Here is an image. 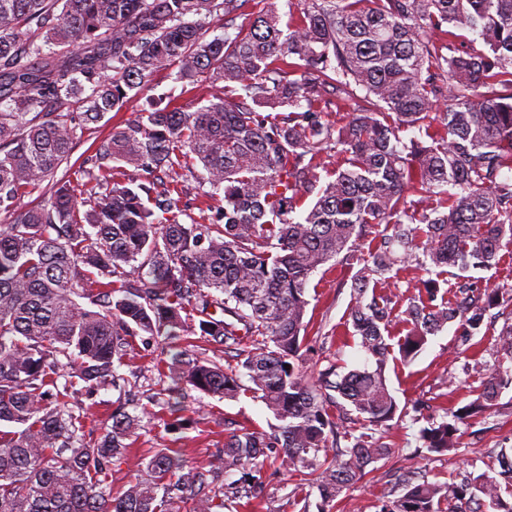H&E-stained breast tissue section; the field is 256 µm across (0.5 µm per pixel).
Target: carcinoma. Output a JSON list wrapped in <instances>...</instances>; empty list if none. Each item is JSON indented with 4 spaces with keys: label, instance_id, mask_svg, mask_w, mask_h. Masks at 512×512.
I'll return each instance as SVG.
<instances>
[{
    "label": "carcinoma",
    "instance_id": "carcinoma-1",
    "mask_svg": "<svg viewBox=\"0 0 512 512\" xmlns=\"http://www.w3.org/2000/svg\"><path fill=\"white\" fill-rule=\"evenodd\" d=\"M0 0V512H221L224 499L262 497L257 469L270 449L315 485L323 509L388 453L363 433L336 454L329 407L345 401L378 427L398 404L385 369L390 299L376 294L398 263L432 275L397 341L403 362L459 323L480 332L499 288L464 283L436 303L443 268H488L512 243V0ZM247 21L235 24L240 16ZM224 18L209 39L205 20ZM468 32L483 47L453 40ZM204 77L213 100L187 112L151 101L101 140L50 201L25 197L70 158L90 124L122 109L155 74ZM445 108L437 121L430 113ZM336 108L342 125L324 119ZM341 157L321 177L312 159ZM200 163L211 222H180L189 202L160 175ZM367 224L392 234L355 283L353 335L363 368L313 381L303 366L310 277L352 257ZM199 334L229 348L236 367L182 362L180 379L227 399L249 392L278 424L231 434L213 476L239 477L209 495L175 448L159 450L112 496V459L140 417L119 408L95 440L64 398L78 382L117 385L128 337ZM481 396L421 431L423 447H456L460 426L512 386V325ZM65 357L67 363L60 362ZM247 378L248 384L242 383ZM495 477L438 483L406 476L380 512H512V453ZM509 498H504V495Z\"/></svg>",
    "mask_w": 512,
    "mask_h": 512
}]
</instances>
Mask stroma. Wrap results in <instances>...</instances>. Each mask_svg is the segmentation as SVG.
Segmentation results:
<instances>
[{"instance_id":"obj_1","label":"stroma","mask_w":512,"mask_h":512,"mask_svg":"<svg viewBox=\"0 0 512 512\" xmlns=\"http://www.w3.org/2000/svg\"><path fill=\"white\" fill-rule=\"evenodd\" d=\"M168 92L176 96L178 106L191 112L206 104L214 90L205 78L185 89L176 83L173 71L157 72L146 94L129 99L121 111L112 113L107 125L82 136L71 162L80 163L98 139L134 118L146 99ZM359 269V263L340 258L310 279L303 353L311 378H318L331 366L342 374L365 363L366 355L357 339L346 333ZM491 314V322L484 324L469 345L459 344L457 326L450 323L430 337L410 364L388 362L387 385L403 410L399 418L377 431L391 453L371 463L367 475L343 491L333 512H379L382 502L390 499L398 475L407 472L442 483L460 480L466 474L496 475L497 452L512 448V388L502 390L491 412L472 418L469 425L462 427L458 443L450 451L431 453L420 441L421 429L450 419L454 411L482 392L485 373L499 357V334L504 326L512 324V302L492 309ZM129 342L119 387L80 396L69 405L72 411H84V431L88 434L96 432L101 420L117 406L141 416V427L131 439L130 453L112 466L113 493H122L159 449H180L189 466L204 472L222 454L231 433L270 431L275 422L272 412L249 394L228 400L186 385L181 390L178 416H170L163 405L164 391L173 384L176 353L185 350L225 365L235 364L234 353L217 351L199 335L188 342L149 336H133ZM261 480L264 493L252 512H320L322 499L317 488L300 486L298 474L283 464L281 457L269 458L261 469Z\"/></svg>"}]
</instances>
